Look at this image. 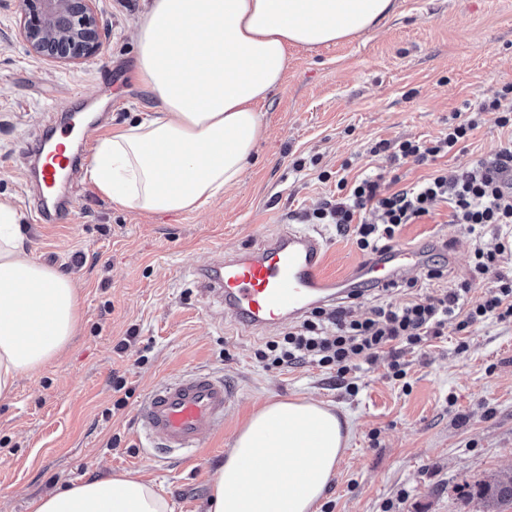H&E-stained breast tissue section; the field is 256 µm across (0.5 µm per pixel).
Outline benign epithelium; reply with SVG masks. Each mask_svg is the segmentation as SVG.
<instances>
[{
    "label": "benign epithelium",
    "instance_id": "7a95c632",
    "mask_svg": "<svg viewBox=\"0 0 512 512\" xmlns=\"http://www.w3.org/2000/svg\"><path fill=\"white\" fill-rule=\"evenodd\" d=\"M93 0H23L21 37L26 51L44 58L74 61L100 48Z\"/></svg>",
    "mask_w": 512,
    "mask_h": 512
}]
</instances>
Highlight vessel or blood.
Returning a JSON list of instances; mask_svg holds the SVG:
<instances>
[{"instance_id":"b4317fda","label":"vessel or blood","mask_w":512,"mask_h":512,"mask_svg":"<svg viewBox=\"0 0 512 512\" xmlns=\"http://www.w3.org/2000/svg\"><path fill=\"white\" fill-rule=\"evenodd\" d=\"M61 141L42 154L37 171L42 195L33 206L43 217L54 200L60 170L70 165ZM326 241L322 233L291 228L279 231L258 247L216 259L193 269L204 295L215 299L249 329L264 330L279 320L300 318L313 304L342 297L361 284H376L412 269L424 268L426 252L400 244L370 261L351 264L340 275L326 268ZM232 394L223 378L194 372L158 383L138 408L136 421L157 449L195 455L207 432L224 422Z\"/></svg>"}]
</instances>
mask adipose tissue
<instances>
[{
	"label": "adipose tissue",
	"mask_w": 512,
	"mask_h": 512,
	"mask_svg": "<svg viewBox=\"0 0 512 512\" xmlns=\"http://www.w3.org/2000/svg\"><path fill=\"white\" fill-rule=\"evenodd\" d=\"M393 0H149L137 31V79L160 101L99 137L89 174L113 203L196 212L239 183L264 134L255 106L283 81L287 49L374 30ZM24 215L0 197V399L76 334L70 277L26 248ZM350 430L324 403L267 402L235 436L209 486L208 512H319ZM33 512H172L128 474L89 478L36 499Z\"/></svg>",
	"instance_id": "obj_1"
}]
</instances>
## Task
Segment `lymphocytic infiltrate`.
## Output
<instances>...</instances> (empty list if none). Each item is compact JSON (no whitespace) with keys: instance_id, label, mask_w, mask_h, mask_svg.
Wrapping results in <instances>:
<instances>
[{"instance_id":"1","label":"lymphocytic infiltrate","mask_w":512,"mask_h":512,"mask_svg":"<svg viewBox=\"0 0 512 512\" xmlns=\"http://www.w3.org/2000/svg\"><path fill=\"white\" fill-rule=\"evenodd\" d=\"M470 116L450 123L448 132L430 144L411 141L400 143L402 157L425 163L450 154L466 142L487 112L496 113L500 127H512V83L504 85L492 96L467 104ZM512 167V145L502 147L493 161L480 174L463 173L454 179L431 175L422 182L384 194L379 180L364 178L348 182L339 178L340 194L314 210L312 219L338 228H353L358 248L374 254L388 249L401 227L429 215L441 202L451 208V221L466 226L468 231L494 224L512 230V193L504 192L498 175ZM371 219H363V210ZM507 245L498 242L492 248H476L471 266V279L461 286L441 291L426 298H413L402 305L375 307L370 316L353 318L347 308H313L306 319L277 340L267 342L258 357L267 366L285 369L303 361L317 363L344 378L356 372L358 360L374 361L381 353L392 358V376L402 379L406 371L400 361L398 345H420L431 336L441 335L443 327L457 313H464L465 325L493 317L512 321V279L501 277L489 287L484 300L475 308L461 311L459 302L470 286L482 283L495 266Z\"/></svg>"}]
</instances>
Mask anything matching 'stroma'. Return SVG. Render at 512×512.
Returning a JSON list of instances; mask_svg holds the SVG:
<instances>
[{"instance_id":"stroma-1","label":"stroma","mask_w":512,"mask_h":512,"mask_svg":"<svg viewBox=\"0 0 512 512\" xmlns=\"http://www.w3.org/2000/svg\"><path fill=\"white\" fill-rule=\"evenodd\" d=\"M395 3L374 31L314 50L289 46L282 85L257 105L265 132L253 159L204 211L122 207L84 173L68 172L58 190L75 210L37 224L26 155L63 126L55 105L69 99L81 113L73 146L88 156L97 138L154 104L135 78L133 32L146 0H94L101 49L74 62L28 54L22 0H0V195L25 212L33 257L66 273L80 300L70 343L0 401V512H33L48 492L120 473L152 483L173 512H207L210 477L239 428L266 401L296 397L331 406L351 426L320 512H477L479 484L512 471V322L490 318L462 331L448 323L430 344L404 350L403 379L383 354L350 386L309 361L266 366L258 350L288 324L245 328L191 281L195 267L282 226L312 228L308 213L338 194L336 173L381 176L391 193L436 171L476 170L512 142V129L488 113L459 151L424 164L393 159L392 147L435 140L465 102L512 83V0ZM381 141L389 150L372 153ZM449 213L437 204L397 237L421 244L443 279L410 272L413 292L367 291L349 302L355 316L469 279L474 250L494 245L493 231H463ZM321 230L330 270L363 259L352 232ZM194 370L223 376L232 390L224 426L191 460L153 457L136 412L157 383Z\"/></svg>"}]
</instances>
